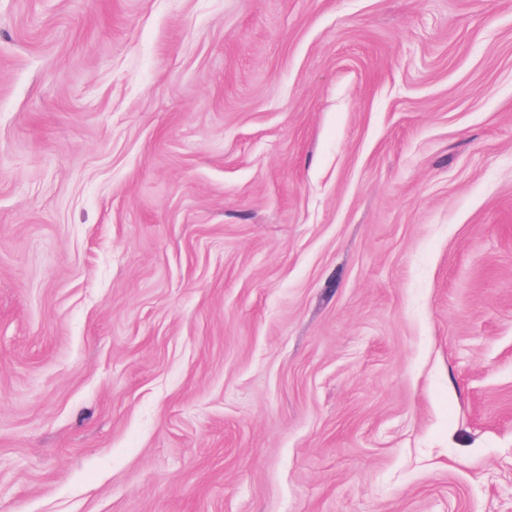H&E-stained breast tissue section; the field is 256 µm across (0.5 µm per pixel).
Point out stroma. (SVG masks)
<instances>
[{"instance_id":"35a3bbf8","label":"stroma","mask_w":512,"mask_h":512,"mask_svg":"<svg viewBox=\"0 0 512 512\" xmlns=\"http://www.w3.org/2000/svg\"><path fill=\"white\" fill-rule=\"evenodd\" d=\"M0 512H512V0H0Z\"/></svg>"}]
</instances>
